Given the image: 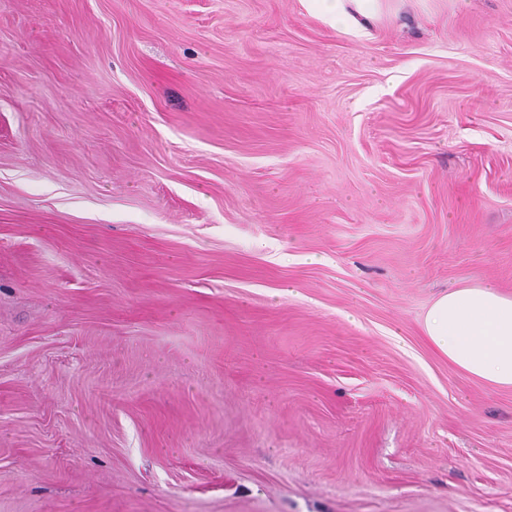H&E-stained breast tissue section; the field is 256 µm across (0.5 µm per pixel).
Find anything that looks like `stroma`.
I'll return each instance as SVG.
<instances>
[{
    "label": "stroma",
    "mask_w": 512,
    "mask_h": 512,
    "mask_svg": "<svg viewBox=\"0 0 512 512\" xmlns=\"http://www.w3.org/2000/svg\"><path fill=\"white\" fill-rule=\"evenodd\" d=\"M512 0H0V512H512ZM373 0H315L313 7L323 13L336 17L342 16L348 21L360 25V19H372L376 13ZM421 329L433 351L464 378L512 388V296L494 284L438 294Z\"/></svg>",
    "instance_id": "35a3bbf8"
}]
</instances>
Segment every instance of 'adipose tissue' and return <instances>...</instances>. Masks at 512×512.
Returning <instances> with one entry per match:
<instances>
[{
	"label": "adipose tissue",
	"mask_w": 512,
	"mask_h": 512,
	"mask_svg": "<svg viewBox=\"0 0 512 512\" xmlns=\"http://www.w3.org/2000/svg\"><path fill=\"white\" fill-rule=\"evenodd\" d=\"M421 329L433 351L464 378L512 388V296L494 284L438 294Z\"/></svg>",
	"instance_id": "adipose-tissue-1"
}]
</instances>
